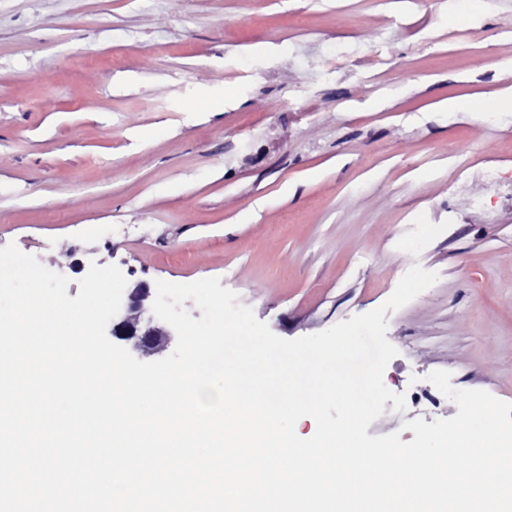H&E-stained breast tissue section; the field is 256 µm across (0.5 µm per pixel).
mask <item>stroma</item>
Here are the masks:
<instances>
[{
  "label": "stroma",
  "instance_id": "35a3bbf8",
  "mask_svg": "<svg viewBox=\"0 0 512 512\" xmlns=\"http://www.w3.org/2000/svg\"><path fill=\"white\" fill-rule=\"evenodd\" d=\"M502 29L512 0H0V247L72 298L93 263L131 288L217 278L288 340L417 264L436 282L385 315L407 407L368 435L455 416L411 398L436 370L512 403Z\"/></svg>",
  "mask_w": 512,
  "mask_h": 512
}]
</instances>
